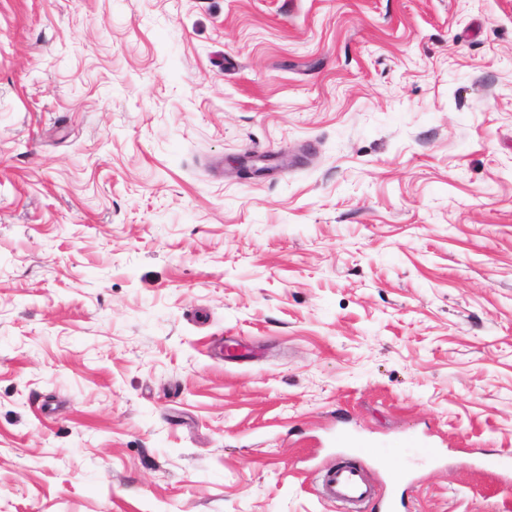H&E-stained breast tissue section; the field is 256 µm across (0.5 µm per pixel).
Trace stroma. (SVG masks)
<instances>
[{
  "mask_svg": "<svg viewBox=\"0 0 512 512\" xmlns=\"http://www.w3.org/2000/svg\"><path fill=\"white\" fill-rule=\"evenodd\" d=\"M340 424L512 512V0H0V512H338Z\"/></svg>",
  "mask_w": 512,
  "mask_h": 512,
  "instance_id": "1",
  "label": "stroma"
}]
</instances>
